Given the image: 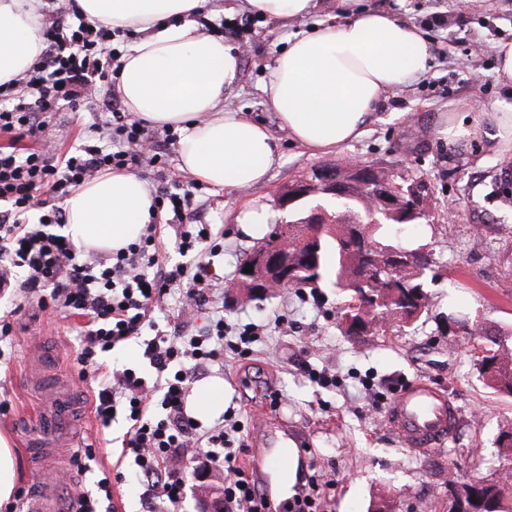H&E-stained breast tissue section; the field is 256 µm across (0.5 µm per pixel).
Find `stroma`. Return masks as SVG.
Here are the masks:
<instances>
[{"label": "stroma", "mask_w": 512, "mask_h": 512, "mask_svg": "<svg viewBox=\"0 0 512 512\" xmlns=\"http://www.w3.org/2000/svg\"><path fill=\"white\" fill-rule=\"evenodd\" d=\"M232 0H209L210 23L221 37L245 44L240 85L227 105L244 116L266 119L259 84L267 65L287 45L290 30L329 26L343 15L333 0H321L313 14L294 28L231 8ZM404 16L431 42L429 70L412 86L389 94L379 118L360 139L340 151L314 156L280 136L279 165L267 181L243 193L200 182L183 169L176 146H168L163 169L140 166L136 174L150 186L189 191L199 220L224 234L216 257L224 280L210 297L227 323L262 328L251 352L225 351L224 362L193 380L196 394L224 386L223 404L233 407L241 439L253 447L258 435L253 408L283 415L307 432L305 451L322 479L316 512H373L394 497L397 512H448V478L486 474L499 464L498 437L512 428V397L487 388L474 365L467 331L474 322L512 329V216L492 197L494 180L512 172V147L488 149L476 141L438 136L447 116L464 117L504 101L496 79L494 47L512 40V0H402ZM107 116L85 108L60 106L45 137L58 154L73 152L95 138ZM358 160L387 173L396 183L421 187L427 217L408 227L402 246H425L432 263L425 281L429 309L404 329L347 335L336 322L342 298L336 289L248 291L237 270L254 243L241 238L237 217L249 204L265 205L282 218L277 197L283 188L325 164ZM11 314L13 333L0 342V435L7 437L17 463L18 487L30 488L43 472L64 467L66 451L36 461L21 442L46 388L69 378L82 406L77 433L95 440L97 468L112 470L127 430L116 419L101 435L93 414L91 382L81 381L76 361L81 320L48 318L35 300L0 298V315ZM40 362L41 382L29 384L28 360ZM334 376L331 385L312 381L311 370ZM424 380L444 391L459 409V421L443 447L427 456L404 448L386 422L395 393Z\"/></svg>", "instance_id": "stroma-1"}]
</instances>
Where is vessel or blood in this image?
I'll return each mask as SVG.
<instances>
[{"instance_id": "obj_1", "label": "vessel or blood", "mask_w": 512, "mask_h": 512, "mask_svg": "<svg viewBox=\"0 0 512 512\" xmlns=\"http://www.w3.org/2000/svg\"><path fill=\"white\" fill-rule=\"evenodd\" d=\"M75 407L66 383H58L47 405L36 416V425L27 445L49 454L68 438V427ZM387 422L400 442L413 452L426 454L441 446L454 433L458 409L444 392L419 381L396 394L386 414ZM273 439L251 449L247 463L255 476L265 471L285 477L306 464L302 429L279 417H263Z\"/></svg>"}]
</instances>
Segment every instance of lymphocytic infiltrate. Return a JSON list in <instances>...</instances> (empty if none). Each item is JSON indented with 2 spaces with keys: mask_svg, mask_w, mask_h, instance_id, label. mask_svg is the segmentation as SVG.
<instances>
[{
  "mask_svg": "<svg viewBox=\"0 0 512 512\" xmlns=\"http://www.w3.org/2000/svg\"><path fill=\"white\" fill-rule=\"evenodd\" d=\"M45 21L44 48L38 61L0 84V132L14 141L42 142L51 115L60 103L96 106L109 114L108 142L84 144L57 156L51 146L23 153L0 148V288H16L36 299L40 312L62 310L81 317L77 362L92 369L97 387L94 413L102 429L123 414L128 430L119 462H130L149 494L179 512L185 495L183 461L204 455L224 477L225 512H271L267 497L246 475L230 447L236 421L206 428L188 410L196 369L222 362L224 338L232 327L210 310V295L221 277L213 259L224 249L212 225L188 221L192 199L161 186L154 197L157 213H170V224L146 225L140 238L103 260L90 261L68 236L60 206L72 191L105 171H128L150 163L160 166L164 142L147 120L112 103V64L119 56L111 27L86 21L75 0H56ZM47 191L48 200L38 198ZM172 228L184 262L170 264L162 238ZM186 284L183 310L203 317L194 333L172 337L157 330L155 309L175 286ZM155 335L144 354L154 378L133 368H105L103 355L145 329ZM123 471L97 478L92 490L70 498L68 512H112V485Z\"/></svg>",
  "mask_w": 512,
  "mask_h": 512,
  "instance_id": "lymphocytic-infiltrate-1",
  "label": "lymphocytic infiltrate"
}]
</instances>
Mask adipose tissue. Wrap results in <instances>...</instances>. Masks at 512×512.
<instances>
[{
    "mask_svg": "<svg viewBox=\"0 0 512 512\" xmlns=\"http://www.w3.org/2000/svg\"><path fill=\"white\" fill-rule=\"evenodd\" d=\"M206 2L77 0L89 21L134 36L116 65V93L126 110L159 127L175 126L184 169L229 192L265 181L281 158L276 131L317 155L360 138L386 93L417 82L431 59L422 31L385 4L289 34L260 86L275 120L270 126L225 108L239 85L244 49L201 30ZM41 6V0H0V83L39 58ZM316 6L317 0L239 2L241 10L287 25ZM442 132L500 149L512 143V104L482 109L466 124L448 119ZM152 197L133 173L100 175L65 199L66 232L87 249L125 247L149 223Z\"/></svg>",
    "mask_w": 512,
    "mask_h": 512,
    "instance_id": "adipose-tissue-1",
    "label": "adipose tissue"
}]
</instances>
